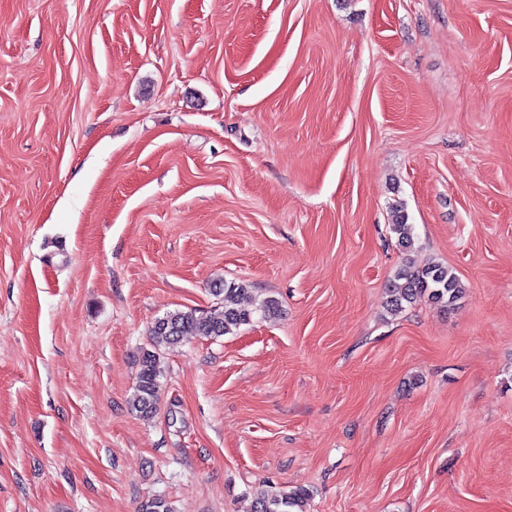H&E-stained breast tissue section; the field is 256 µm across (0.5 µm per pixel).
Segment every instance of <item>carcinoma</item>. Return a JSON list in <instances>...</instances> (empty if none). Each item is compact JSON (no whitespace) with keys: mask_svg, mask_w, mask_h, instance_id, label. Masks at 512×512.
I'll return each instance as SVG.
<instances>
[{"mask_svg":"<svg viewBox=\"0 0 512 512\" xmlns=\"http://www.w3.org/2000/svg\"><path fill=\"white\" fill-rule=\"evenodd\" d=\"M395 219L392 232L404 249L414 245L413 225L402 205L394 207ZM399 283L389 289L387 308L399 313L407 305L428 297L446 307L453 305L462 294L457 274L448 266L428 262L422 266L411 265L400 269L396 275ZM212 294L222 297L224 310L218 315H208L195 310H177L154 321L151 327V348L139 353V373L130 410L149 420L157 412L162 391V374L158 367L159 352L178 346L183 336L191 332L197 336L215 339L232 335L250 323L252 312L241 307L238 296L245 292L241 285L226 284L219 280L211 288ZM309 490L297 487L287 490L258 489L254 494L253 512H306ZM138 512H173L164 498L152 496L141 502Z\"/></svg>","mask_w":512,"mask_h":512,"instance_id":"carcinoma-1","label":"carcinoma"}]
</instances>
